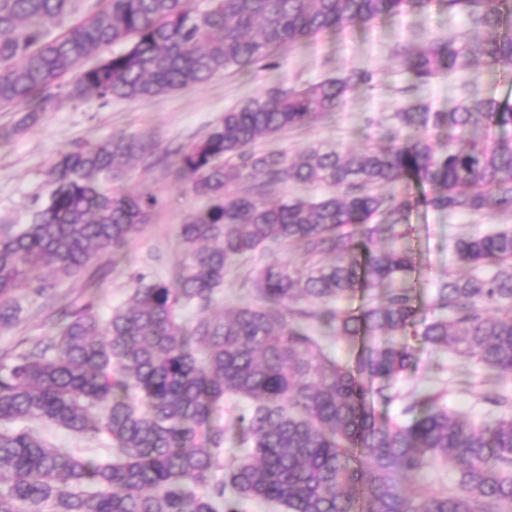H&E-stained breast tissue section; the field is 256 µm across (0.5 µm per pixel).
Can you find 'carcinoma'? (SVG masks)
Segmentation results:
<instances>
[{"mask_svg": "<svg viewBox=\"0 0 512 512\" xmlns=\"http://www.w3.org/2000/svg\"><path fill=\"white\" fill-rule=\"evenodd\" d=\"M434 4L490 36L396 43L416 85L463 62L512 72V0H0V107L35 120L60 96L108 103L201 87L229 68L272 69L281 50L321 35ZM111 44L123 48L86 65ZM372 81L352 69L308 86L275 82L176 152L180 176L205 201L180 225L184 267L170 282L136 276L107 319L91 297L68 303L54 335L0 364V424L104 435L109 456L82 458L25 427L0 430V512H243L257 502L286 512H512V228L456 241V264L493 271L448 278L424 317L409 290L378 292L413 270L397 241L419 204L512 213V104L410 106L382 145L362 152L253 149L332 114ZM152 154L143 138L114 136L53 163L46 202L0 236L1 328L19 320L18 292L48 295L55 270L83 275L97 257H118L159 200L113 184L132 158ZM287 182L333 192L267 203L265 188ZM401 182L431 194L384 192ZM284 248L302 266L279 261ZM255 252L265 263L252 302L212 314L226 268ZM359 293L358 310L338 308ZM187 306L197 310L190 322ZM416 324L423 346L473 359L495 380L480 401L496 419L453 416L443 393L426 389L403 420L376 418L375 401L399 397L394 382L413 347L397 337ZM377 336L351 362L327 345ZM227 396L246 402L235 416L246 455L221 476L226 432L212 417ZM438 462L458 468L455 487L407 494L404 482Z\"/></svg>", "mask_w": 512, "mask_h": 512, "instance_id": "obj_1", "label": "carcinoma"}]
</instances>
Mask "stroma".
Returning a JSON list of instances; mask_svg holds the SVG:
<instances>
[{"mask_svg": "<svg viewBox=\"0 0 512 512\" xmlns=\"http://www.w3.org/2000/svg\"><path fill=\"white\" fill-rule=\"evenodd\" d=\"M464 34L475 37L479 31L462 16L435 9L424 14L404 13L285 50L276 57L274 69L232 68L205 86L156 98L115 99L106 104L95 99L62 98L34 121L26 120L19 109L0 108V128L13 132L10 141L0 145V221L25 222L34 198L46 194L51 163L74 144L96 143L115 134L139 135L153 141L156 154L170 153L199 140L226 110L262 91L274 79L305 85L343 75L352 68L374 73L373 87L351 91L330 118L256 145L260 151L276 149L291 155L318 144L343 151L376 146L382 128L394 123L395 112L415 103L444 112L473 94L512 102V78L499 73L479 75L471 66L414 87L411 74L393 54V46L399 41L422 44L435 37L452 39ZM123 185L129 190L146 189L159 197L160 204L149 223L142 226L118 259L103 256L94 260V291H86L82 279L62 272L56 275L61 294L78 302L94 298L104 318L126 301L134 276L144 274L167 280L185 264L186 257L178 243L179 226L203 205L189 191L187 182L177 180L171 170L140 159L130 165ZM407 222L410 230L402 245L411 251L415 268L398 285L413 289L418 302L427 304L433 300L441 280L462 272L454 262L457 238L512 225V214L468 216L421 205L411 212ZM261 264L260 255L253 254L227 269L215 311H227L250 301V282ZM20 302L19 321L0 328V357L17 353L22 342L43 339L53 332L56 315L50 302L29 294L22 295ZM450 377L456 386L446 394L449 409L465 419L485 421L486 409L479 400L484 370L475 361L459 358L450 351H416L398 388L406 396L416 388L439 386Z\"/></svg>", "mask_w": 512, "mask_h": 512, "instance_id": "obj_1", "label": "stroma"}]
</instances>
